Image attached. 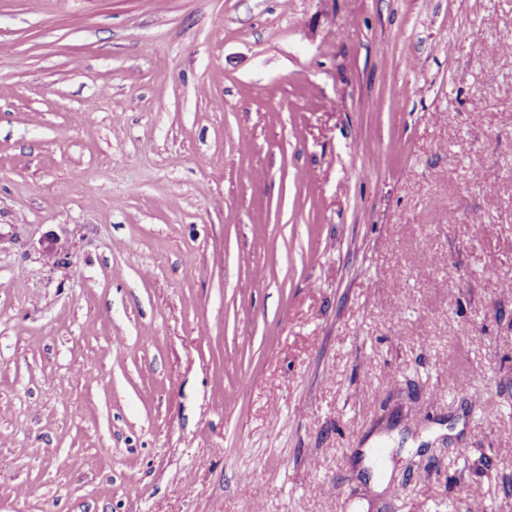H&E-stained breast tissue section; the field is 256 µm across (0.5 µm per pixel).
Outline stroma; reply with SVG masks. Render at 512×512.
<instances>
[{
    "label": "stroma",
    "mask_w": 512,
    "mask_h": 512,
    "mask_svg": "<svg viewBox=\"0 0 512 512\" xmlns=\"http://www.w3.org/2000/svg\"><path fill=\"white\" fill-rule=\"evenodd\" d=\"M509 281L512 0H0V512H512Z\"/></svg>",
    "instance_id": "obj_1"
}]
</instances>
